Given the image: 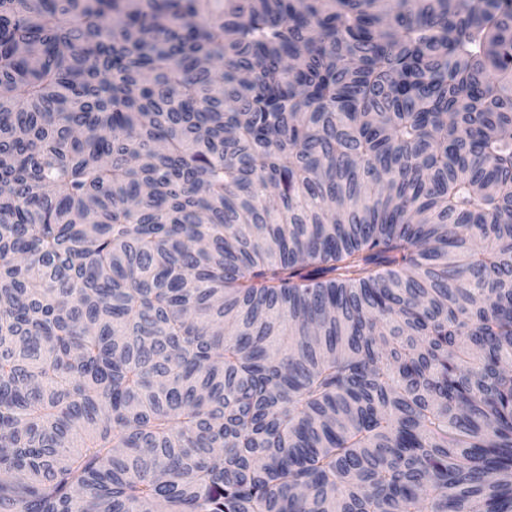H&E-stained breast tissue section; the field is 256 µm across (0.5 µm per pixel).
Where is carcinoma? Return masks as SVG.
I'll return each mask as SVG.
<instances>
[{"instance_id":"1","label":"carcinoma","mask_w":512,"mask_h":512,"mask_svg":"<svg viewBox=\"0 0 512 512\" xmlns=\"http://www.w3.org/2000/svg\"><path fill=\"white\" fill-rule=\"evenodd\" d=\"M0 512H512V0H0Z\"/></svg>"}]
</instances>
